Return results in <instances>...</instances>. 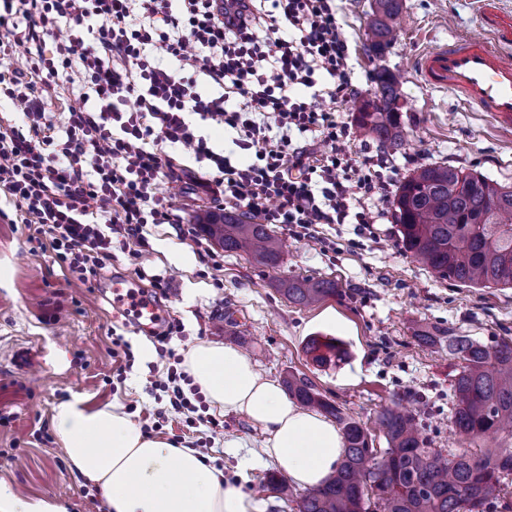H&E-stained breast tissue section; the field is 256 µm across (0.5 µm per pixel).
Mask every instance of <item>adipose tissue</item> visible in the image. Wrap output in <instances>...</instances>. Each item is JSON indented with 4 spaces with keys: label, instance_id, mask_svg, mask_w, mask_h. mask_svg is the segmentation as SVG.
I'll return each instance as SVG.
<instances>
[{
    "label": "adipose tissue",
    "instance_id": "1",
    "mask_svg": "<svg viewBox=\"0 0 512 512\" xmlns=\"http://www.w3.org/2000/svg\"><path fill=\"white\" fill-rule=\"evenodd\" d=\"M184 366L211 407L250 418L265 453L294 486L318 487L337 468L344 439L336 424L299 408L238 349L201 341L187 349ZM53 426L72 467L99 489L109 512H265L262 500L225 482L199 452L143 433L119 406L63 397Z\"/></svg>",
    "mask_w": 512,
    "mask_h": 512
}]
</instances>
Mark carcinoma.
<instances>
[{"label": "carcinoma", "mask_w": 512, "mask_h": 512, "mask_svg": "<svg viewBox=\"0 0 512 512\" xmlns=\"http://www.w3.org/2000/svg\"><path fill=\"white\" fill-rule=\"evenodd\" d=\"M401 0H373L365 39L373 55L382 52ZM375 99L361 102L355 120L383 149L398 150L404 134L398 116L400 89L395 75L378 66L370 75ZM400 243L416 262L442 279L469 288H512V185L475 170L445 164L422 165L400 184L392 201ZM202 231L224 251L244 253L276 268L281 240L266 224L241 214H209ZM278 291L288 302L308 307L339 294L332 278H289ZM418 342L448 345L460 361L450 383L451 420L460 445L512 429V338L488 347L448 329L418 325ZM306 353L326 364L344 355L341 341L312 336ZM288 396L320 411L341 426L344 448L336 471L300 499L298 512H484L504 494L512 475V448L479 456L444 452L423 436L417 414L401 402L381 410L376 424L387 448L378 452L363 423L326 399L308 379L289 374Z\"/></svg>", "instance_id": "cac0c4a2"}]
</instances>
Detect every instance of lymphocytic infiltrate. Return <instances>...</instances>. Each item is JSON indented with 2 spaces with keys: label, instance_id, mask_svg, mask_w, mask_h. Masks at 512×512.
<instances>
[{
  "label": "lymphocytic infiltrate",
  "instance_id": "obj_1",
  "mask_svg": "<svg viewBox=\"0 0 512 512\" xmlns=\"http://www.w3.org/2000/svg\"><path fill=\"white\" fill-rule=\"evenodd\" d=\"M332 0H0V94L22 116L0 118V192L29 240L87 284L112 236L150 251L149 224L196 236L160 179L172 149L206 162L200 182L223 205L296 239L320 224L369 226L390 185L360 174L337 114L358 89ZM62 89L60 112L43 92ZM232 131L247 160L214 151L199 125Z\"/></svg>",
  "mask_w": 512,
  "mask_h": 512
}]
</instances>
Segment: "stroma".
<instances>
[{"instance_id":"35a3bbf8","label":"stroma","mask_w":512,"mask_h":512,"mask_svg":"<svg viewBox=\"0 0 512 512\" xmlns=\"http://www.w3.org/2000/svg\"><path fill=\"white\" fill-rule=\"evenodd\" d=\"M372 0H335L341 33L347 40L361 98L371 89L369 73L383 66L400 76L399 121L405 145L385 150L356 127L351 104L342 117L350 123L347 146L368 151L385 162L384 177L393 186L424 164L476 170L512 184V129L499 127L487 113L472 112L447 92L425 86L412 68L421 52L474 34L479 19L472 0H402L396 38L377 56L364 49V26ZM372 211L383 218L370 232L351 224L320 226L316 239L278 236L287 248L279 268L247 256H223V279L215 281L192 239L172 224L147 227L148 274L167 278L160 303L184 331L170 342L183 354L200 341L227 344V320H234L236 346L267 379L294 373L343 412L372 430L373 446H387L374 428L378 411L403 400L424 403V435L433 447L456 450L448 388L459 361L447 349L418 344L415 324L448 328L492 346L512 336V288H467L439 278L414 261L398 244L390 201L377 200ZM129 248L113 243L112 257L92 283L68 273L27 239L23 225L0 219V484L32 501L62 512H108L105 498L72 468L54 432L53 406L71 394L91 407L120 404L149 436L195 449H208L224 479L267 502V512H297L298 488L278 493L266 474L277 466L262 451L263 436L243 414L203 408L221 425L186 427L170 406L169 393L156 388L170 360L158 355L153 340L135 331L126 317H113L104 288L112 276L133 275ZM333 278L341 293L313 307H299L277 291L288 277ZM343 341L346 357L326 365L305 351L312 336ZM121 337L133 362L114 351ZM38 357V373L16 367L17 350ZM253 466L241 470L242 459Z\"/></svg>"}]
</instances>
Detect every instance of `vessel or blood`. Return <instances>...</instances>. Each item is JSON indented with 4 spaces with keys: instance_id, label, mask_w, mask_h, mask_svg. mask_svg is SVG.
<instances>
[{
    "instance_id": "b4317fda",
    "label": "vessel or blood",
    "mask_w": 512,
    "mask_h": 512,
    "mask_svg": "<svg viewBox=\"0 0 512 512\" xmlns=\"http://www.w3.org/2000/svg\"><path fill=\"white\" fill-rule=\"evenodd\" d=\"M480 35L462 36L452 43L423 52L415 61L423 83L454 95L475 112L490 113L504 127H512V9L501 0H477ZM130 278L112 280V306L132 311L136 329L166 320L160 304L131 291Z\"/></svg>"
}]
</instances>
